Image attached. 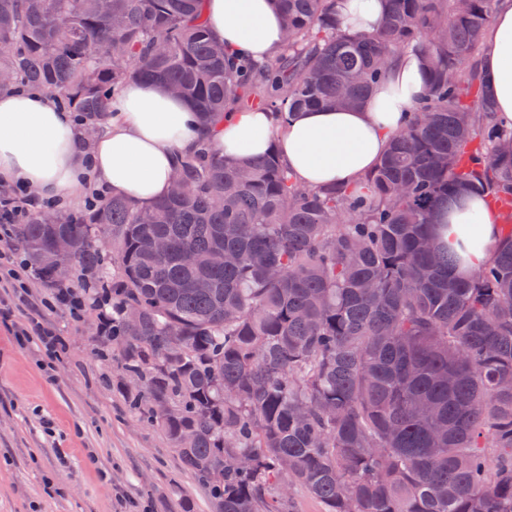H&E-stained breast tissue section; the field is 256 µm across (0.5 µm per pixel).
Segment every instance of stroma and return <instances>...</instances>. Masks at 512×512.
Wrapping results in <instances>:
<instances>
[{
	"label": "stroma",
	"mask_w": 512,
	"mask_h": 512,
	"mask_svg": "<svg viewBox=\"0 0 512 512\" xmlns=\"http://www.w3.org/2000/svg\"><path fill=\"white\" fill-rule=\"evenodd\" d=\"M27 299L46 295L41 279ZM14 307L0 321V512H212L208 489L185 471L165 437L130 413L115 362L102 360L99 308L81 317L47 312L64 352L45 373L43 352L20 346L14 325L27 299L0 288Z\"/></svg>",
	"instance_id": "1"
}]
</instances>
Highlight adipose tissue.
I'll use <instances>...</instances> for the list:
<instances>
[{
  "mask_svg": "<svg viewBox=\"0 0 512 512\" xmlns=\"http://www.w3.org/2000/svg\"><path fill=\"white\" fill-rule=\"evenodd\" d=\"M384 8V0H342L338 11L344 30L368 33L377 29ZM203 9L213 38L230 52L267 60L280 51L283 32L273 0H205ZM481 69L498 119L512 123V0H500ZM424 92L421 55L410 51L360 108L284 117L238 110L206 127L163 85L130 82L110 102L109 128L87 154L73 113L45 93L17 88L0 93V180L58 199L89 174L108 194L148 208L168 195L178 156L205 138L230 161L274 151L303 184L351 186L375 167ZM433 236L455 254L457 275L468 276L493 258L501 223L485 197L465 192L438 205Z\"/></svg>",
  "mask_w": 512,
  "mask_h": 512,
  "instance_id": "ef3b65f1",
  "label": "adipose tissue"
}]
</instances>
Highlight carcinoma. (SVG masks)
<instances>
[{
	"mask_svg": "<svg viewBox=\"0 0 512 512\" xmlns=\"http://www.w3.org/2000/svg\"><path fill=\"white\" fill-rule=\"evenodd\" d=\"M497 2L390 0L375 32L349 34L338 0H275L286 38L256 63L209 37L203 0H0V93L40 89L96 132L130 80L213 125L233 106L359 108L398 57L423 56V101L355 187L201 142L177 160L184 190L151 208L114 196L18 227L41 272L62 235L76 271L101 274L96 237H112L121 389L215 512H288L294 485L325 512H512V211L468 277L431 224L462 190L512 204V127L478 63ZM150 236L169 253L147 254ZM218 249L231 260L213 267Z\"/></svg>",
	"mask_w": 512,
	"mask_h": 512,
	"instance_id": "cac0c4a2",
	"label": "carcinoma"
}]
</instances>
